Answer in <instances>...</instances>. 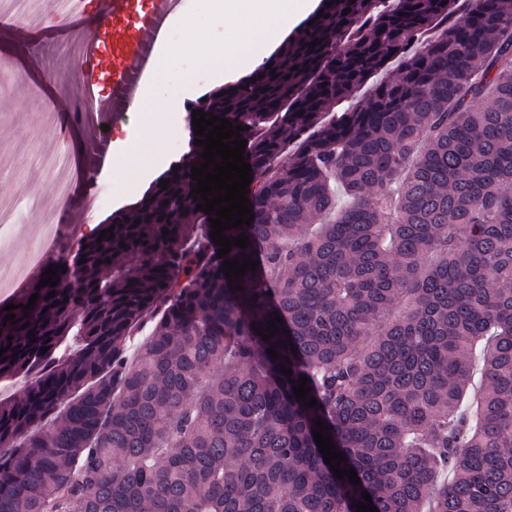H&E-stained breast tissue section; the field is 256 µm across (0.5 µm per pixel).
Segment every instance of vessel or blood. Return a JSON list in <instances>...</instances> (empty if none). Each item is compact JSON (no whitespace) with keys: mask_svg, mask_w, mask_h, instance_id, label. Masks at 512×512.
Segmentation results:
<instances>
[{"mask_svg":"<svg viewBox=\"0 0 512 512\" xmlns=\"http://www.w3.org/2000/svg\"><path fill=\"white\" fill-rule=\"evenodd\" d=\"M185 0H104L94 29L79 39L80 93L95 109L131 111Z\"/></svg>","mask_w":512,"mask_h":512,"instance_id":"obj_1","label":"vessel or blood"}]
</instances>
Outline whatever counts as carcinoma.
<instances>
[{
    "instance_id": "cac0c4a2",
    "label": "carcinoma",
    "mask_w": 512,
    "mask_h": 512,
    "mask_svg": "<svg viewBox=\"0 0 512 512\" xmlns=\"http://www.w3.org/2000/svg\"><path fill=\"white\" fill-rule=\"evenodd\" d=\"M320 9L188 105L244 127L247 248L217 257L195 146L0 307V512H512V0Z\"/></svg>"
}]
</instances>
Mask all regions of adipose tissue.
<instances>
[{
    "label": "adipose tissue",
    "mask_w": 512,
    "mask_h": 512,
    "mask_svg": "<svg viewBox=\"0 0 512 512\" xmlns=\"http://www.w3.org/2000/svg\"><path fill=\"white\" fill-rule=\"evenodd\" d=\"M213 22L224 28V41L212 46L207 65L225 77L251 71L268 45L287 30L304 0H203Z\"/></svg>",
    "instance_id": "adipose-tissue-1"
}]
</instances>
